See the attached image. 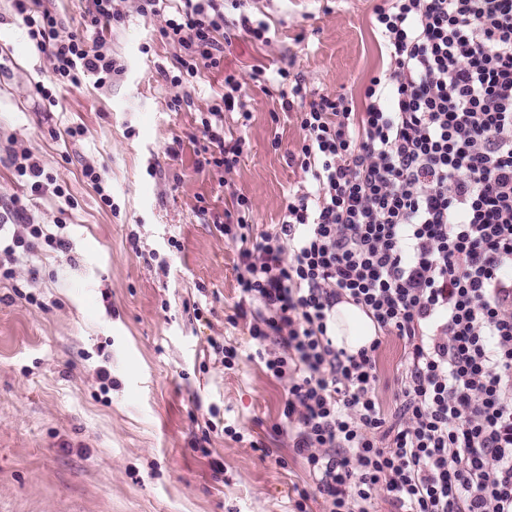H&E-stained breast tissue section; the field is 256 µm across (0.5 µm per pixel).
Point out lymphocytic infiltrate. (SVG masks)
I'll use <instances>...</instances> for the list:
<instances>
[{
	"mask_svg": "<svg viewBox=\"0 0 512 512\" xmlns=\"http://www.w3.org/2000/svg\"><path fill=\"white\" fill-rule=\"evenodd\" d=\"M85 32L61 36L45 0H14L38 51L54 61L50 85L125 73L105 34L124 19L116 0H90ZM166 13L160 35L179 49L161 70L180 108L203 71L224 92L201 117L199 167L234 169L244 137L225 113H250L243 84L224 69V0H139ZM372 25L388 54L360 100L314 95L279 70L282 111L302 132L289 164L311 176L289 191L278 224L253 232L237 197L219 230L238 243L239 300L253 356L287 385L282 415L291 448L325 512H512V0H375ZM66 252L61 233L23 224L0 248V279L41 246ZM355 304L379 336L351 354L327 321ZM402 344L399 403L376 396L384 337Z\"/></svg>",
	"mask_w": 512,
	"mask_h": 512,
	"instance_id": "1",
	"label": "lymphocytic infiltrate"
}]
</instances>
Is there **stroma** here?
Masks as SVG:
<instances>
[{
  "label": "stroma",
  "mask_w": 512,
  "mask_h": 512,
  "mask_svg": "<svg viewBox=\"0 0 512 512\" xmlns=\"http://www.w3.org/2000/svg\"><path fill=\"white\" fill-rule=\"evenodd\" d=\"M138 5L117 3L126 20L112 48L126 74L108 89L89 80L57 89L46 123L34 85L48 81L53 60L37 51L13 0H0V215L30 192L14 154L38 161L76 201L69 210L53 193L31 197L30 222L65 220L69 249L42 248L0 280V512H291L296 489L312 482L288 446L284 384L249 360L246 326L230 321L239 246L216 223L243 195L254 231L265 230L289 189L309 182L288 163L300 130L278 93L250 84L253 67L288 69L319 94L359 93L385 60L373 4L243 0L241 10L226 9L228 21L245 12L275 31L269 44L242 35L226 49L252 113L245 128L237 113L224 115L246 140L229 172L199 168L193 141L223 74L203 73L171 111L159 70L175 66L178 50L159 38L165 14L143 17ZM70 126L83 136L68 137ZM88 164L103 169L119 214L84 178ZM215 343L239 347L233 369L213 355ZM401 356L399 340L384 338L377 394L388 410ZM103 367L111 384L98 377ZM228 425L243 441L225 435Z\"/></svg>",
  "instance_id": "35a3bbf8"
}]
</instances>
